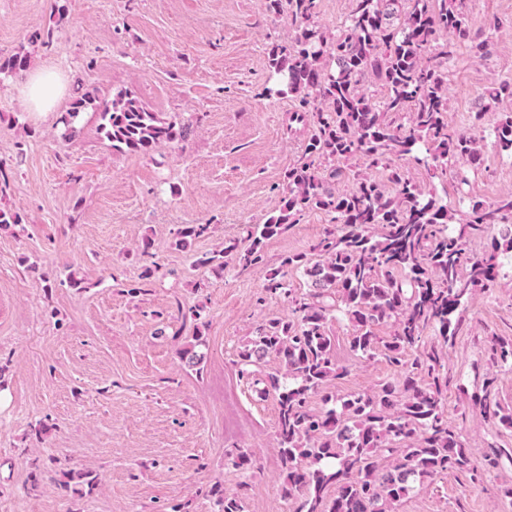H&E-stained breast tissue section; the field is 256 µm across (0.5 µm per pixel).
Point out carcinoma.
<instances>
[{"mask_svg":"<svg viewBox=\"0 0 512 512\" xmlns=\"http://www.w3.org/2000/svg\"><path fill=\"white\" fill-rule=\"evenodd\" d=\"M298 23L294 40L275 45L269 66L300 99L291 120L308 127V160L283 177L281 206L262 224L246 228L244 245L224 241L222 252L200 265L230 263L242 270L263 262L264 242L288 230L305 213L320 211L329 224L309 252L283 258L263 288L288 299L291 316L268 319L237 354L241 377L275 395L280 491L294 512H399L416 486L448 472L475 479L497 472L512 451L500 448L478 460L460 431L448 424V378L442 375L458 314L502 270L498 240L478 256L469 238L497 229L512 249V192L485 201L467 193L457 210L437 196L448 177L469 183L483 145L448 126V76L454 52L448 40L476 61L490 55L489 40L472 33L465 0H352L336 30L316 23L319 0H269L268 8ZM29 68L18 51L0 60V74ZM512 99V82L486 92L490 105ZM92 102L76 97L62 117L64 138L79 136L81 111ZM97 134L119 151L149 152L185 140L187 128L148 110L128 90L102 104ZM497 150L512 157V111H499L490 128ZM423 152L426 183L406 162ZM352 181L339 189L343 180ZM207 224L177 230L185 249ZM301 271L308 291L288 287L286 270ZM346 321L347 349L381 357L393 376L365 392H341L335 381L348 370L338 363L334 324ZM432 330L437 343L423 346ZM195 342L179 350L181 362L201 364ZM493 365L512 371V341H490ZM496 378L470 397L487 421L512 428V408L494 393ZM318 396L321 406H310ZM220 512H244L241 493L221 494Z\"/></svg>","mask_w":512,"mask_h":512,"instance_id":"carcinoma-1","label":"carcinoma"}]
</instances>
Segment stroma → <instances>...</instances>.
Segmentation results:
<instances>
[{"label": "stroma", "instance_id": "35a3bbf8", "mask_svg": "<svg viewBox=\"0 0 512 512\" xmlns=\"http://www.w3.org/2000/svg\"><path fill=\"white\" fill-rule=\"evenodd\" d=\"M468 6L474 33L495 45L485 61L455 48L448 123L479 137L470 116L482 94L512 81V0ZM44 29L49 42L31 40ZM295 33L267 0H0V56L25 51L31 65L56 66L70 89L95 98L82 133L66 142L56 115L27 112L19 77L0 75V159L9 166L0 204L21 217L16 232H0V512H218L219 489L244 490L245 512H292L280 492L276 399L240 377L237 350L260 322L287 316V299L263 294L267 274L307 251L328 218L305 214L245 271L191 263L264 223L286 169L305 159L307 130L290 120L300 103L272 93L268 64L270 48ZM121 89L191 121L185 141L113 150L95 130L96 112ZM468 177L472 195L493 200L512 191V157L485 145ZM186 224L211 227L187 252L172 244ZM147 266L151 283L130 293ZM504 271L461 310L448 349V421L480 456L512 448V428L458 400L493 374L512 407V373H497L487 353L492 339L512 340V265ZM71 273L83 288L70 287ZM198 306L204 360L190 369L177 351L193 329L179 316ZM337 357L348 368L340 391H368L391 375L384 360L343 347ZM40 421L48 430L38 439L31 427ZM236 449L251 454V467L225 466ZM70 469L91 470L93 483L64 488ZM401 512H512V462L481 480L436 478Z\"/></svg>", "mask_w": 512, "mask_h": 512}]
</instances>
